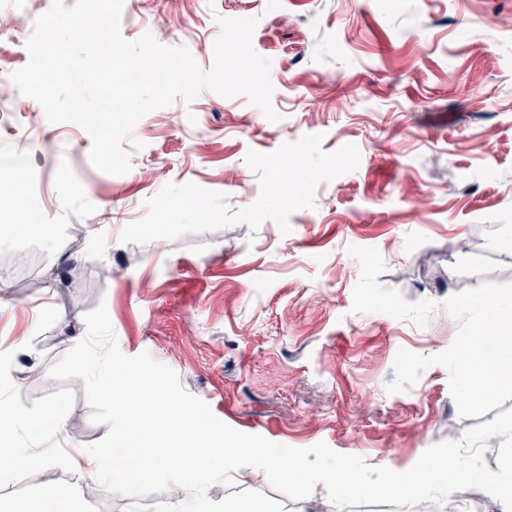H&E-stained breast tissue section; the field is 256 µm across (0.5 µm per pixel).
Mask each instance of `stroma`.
Wrapping results in <instances>:
<instances>
[{
  "label": "stroma",
  "mask_w": 512,
  "mask_h": 512,
  "mask_svg": "<svg viewBox=\"0 0 512 512\" xmlns=\"http://www.w3.org/2000/svg\"><path fill=\"white\" fill-rule=\"evenodd\" d=\"M125 39L163 31L202 70L220 18L256 19L270 59V122L246 95L205 89L152 111L123 142L132 168L114 176L89 158L90 135L50 123L14 83L0 84V351L24 406L68 387L75 403L56 439L72 456L108 432L91 421L84 383L50 368L106 305L120 351L149 352L232 428L297 448L326 443L403 472L434 444L512 409V348L470 352L491 335L477 312L501 303L512 329V0H141ZM307 134L358 167L315 192L291 230L271 220L144 244L120 241L170 182L254 203L249 151ZM483 370L463 386L462 363ZM58 467L0 489V512L48 486ZM285 512H499L468 488L442 503L335 506L323 484L285 498L245 468L234 487ZM84 512H153L172 491L125 497L82 489Z\"/></svg>",
  "instance_id": "obj_1"
}]
</instances>
